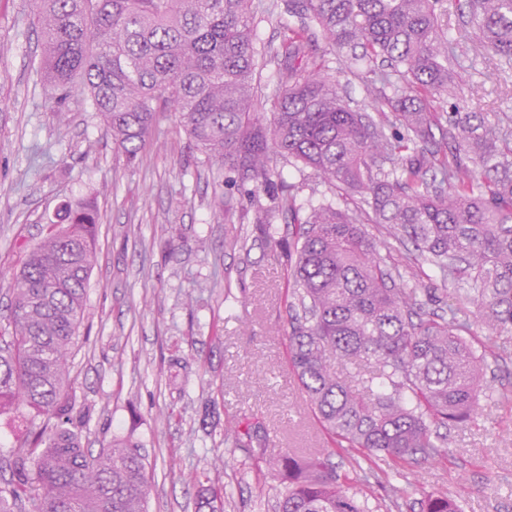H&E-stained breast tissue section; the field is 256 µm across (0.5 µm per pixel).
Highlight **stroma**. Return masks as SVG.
Here are the masks:
<instances>
[{
	"instance_id": "stroma-1",
	"label": "stroma",
	"mask_w": 512,
	"mask_h": 512,
	"mask_svg": "<svg viewBox=\"0 0 512 512\" xmlns=\"http://www.w3.org/2000/svg\"><path fill=\"white\" fill-rule=\"evenodd\" d=\"M33 0H0V327L25 258L64 207H95L97 261L87 319L72 359L70 394L86 411L85 447L135 442L150 481L148 512H199L203 489L223 484L224 512H274L284 484L265 460L225 444L230 430L265 432L269 454L325 451L324 431L288 365L287 249L258 225L228 224L215 197L240 209L271 206L267 192L207 162L174 113L127 161L84 94L43 84ZM351 106L374 112L365 75L318 42ZM512 113V70L471 56L444 111ZM493 362L483 411L449 431L440 457L406 465L390 489L366 483L358 454L333 461L380 512H419L427 495H461L463 512H512V341Z\"/></svg>"
}]
</instances>
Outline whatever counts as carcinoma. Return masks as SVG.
<instances>
[{"label": "carcinoma", "instance_id": "cac0c4a2", "mask_svg": "<svg viewBox=\"0 0 512 512\" xmlns=\"http://www.w3.org/2000/svg\"><path fill=\"white\" fill-rule=\"evenodd\" d=\"M253 0H35L43 80L65 98L80 80L116 149L135 160L159 113L173 111L207 160L266 190L279 156L330 188L360 195L303 210L281 186L255 223L280 245L272 213L289 215L288 362L330 444L401 464L441 455V430L469 421L486 393L488 358L512 332V114L441 112L463 45L512 67V0H466L471 30L448 37L447 0H280L281 42H253ZM349 49L376 79L377 117L353 110L313 47ZM277 68L270 117L260 69ZM445 142L434 145V130ZM15 277L0 332V414L41 418L0 466V512H146L138 445L85 448L83 412L69 393V358L86 320L97 211L68 209ZM410 243L400 265L394 245ZM453 289L433 310L424 268ZM477 316L483 334L471 329ZM359 368L349 384L338 366ZM236 446L266 455L260 431ZM286 479L277 512H372L329 460H268ZM420 512H461L431 495Z\"/></svg>", "mask_w": 512, "mask_h": 512}]
</instances>
